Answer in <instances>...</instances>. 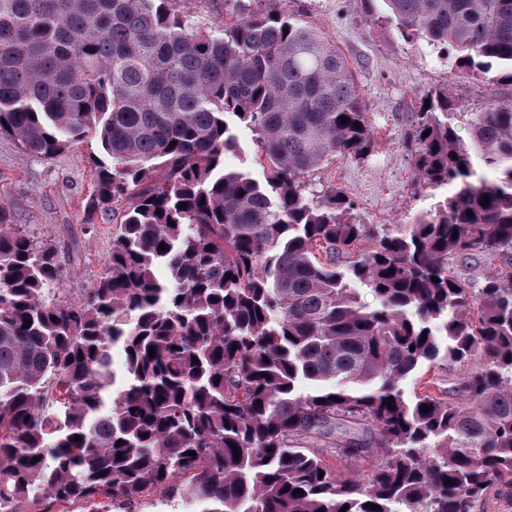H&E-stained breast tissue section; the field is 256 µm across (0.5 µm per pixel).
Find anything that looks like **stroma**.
Wrapping results in <instances>:
<instances>
[{"label":"stroma","mask_w":512,"mask_h":512,"mask_svg":"<svg viewBox=\"0 0 512 512\" xmlns=\"http://www.w3.org/2000/svg\"><path fill=\"white\" fill-rule=\"evenodd\" d=\"M343 51L351 63L374 130L375 147L363 160L339 158L310 180L314 192L328 189L350 199L366 224H401L428 209L429 191L416 188L412 166L415 123L421 97L442 89L462 111L512 100V85L492 75L461 79L423 42L402 40L386 19L382 0H288ZM96 141L40 162L10 138L0 137V207L40 240L63 241L76 234L84 259L63 285L71 299L82 296L100 275L109 250L112 224L99 221L96 234H84V205L91 191ZM463 366L423 364L403 383L411 399L441 388L452 390Z\"/></svg>","instance_id":"stroma-1"}]
</instances>
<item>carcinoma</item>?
Masks as SVG:
<instances>
[{
    "label": "carcinoma",
    "instance_id": "obj_1",
    "mask_svg": "<svg viewBox=\"0 0 512 512\" xmlns=\"http://www.w3.org/2000/svg\"><path fill=\"white\" fill-rule=\"evenodd\" d=\"M178 2L0 0V136L44 161L96 140L86 232L112 218L72 301L77 239L40 243L0 208V503L134 512L154 489L182 512H473L495 485L511 501L512 101L424 96L413 168L433 209L363 224L336 190L307 193L374 148L336 42L283 0H235L209 27ZM383 2L451 72L512 85V0ZM241 124L262 181L224 168ZM491 255L472 287L458 268ZM440 357L477 366L454 401H407L402 381ZM326 450L380 461L358 479Z\"/></svg>",
    "mask_w": 512,
    "mask_h": 512
}]
</instances>
